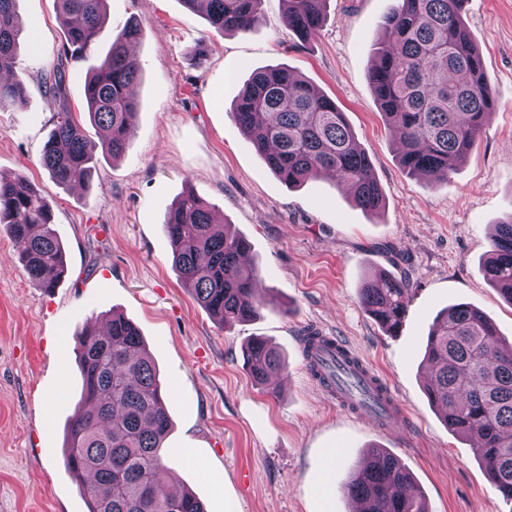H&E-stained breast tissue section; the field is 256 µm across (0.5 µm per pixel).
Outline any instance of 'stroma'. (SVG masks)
<instances>
[{"instance_id":"35a3bbf8","label":"stroma","mask_w":512,"mask_h":512,"mask_svg":"<svg viewBox=\"0 0 512 512\" xmlns=\"http://www.w3.org/2000/svg\"><path fill=\"white\" fill-rule=\"evenodd\" d=\"M389 6L328 0L319 35L304 42L283 0H263L257 26L227 35L183 0H107L97 54L70 64L68 97L83 113L86 73L127 24L139 23L133 131L120 159L99 160L90 185L63 188L41 164L58 108L40 78L62 51L58 8L18 0L37 49L18 65L24 108L0 111V175L23 174L48 199L67 272L52 292L37 287L0 229V512H87L65 460L81 390L75 342L114 312L137 325L167 386L168 484L193 491L206 512H225L229 501L236 512H322L324 479L331 512H352L342 485L373 444L401 458L429 512H512L474 439L450 431L428 401L422 367L429 331L453 304L482 310L512 344V304L481 273L495 225L512 217V0H470L464 14L496 109L477 146L437 185L402 169L398 136L371 90ZM279 66L345 112L372 161L382 212L356 207L329 176L288 188L238 129L230 110L244 84ZM190 190L249 241L276 309L227 327L183 287L162 222ZM380 268L409 282L395 336L358 300L364 278ZM308 329L342 340L390 385L401 434L346 415L322 391L305 369ZM255 336L285 359L275 388L255 386L244 367L243 347Z\"/></svg>"}]
</instances>
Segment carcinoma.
Segmentation results:
<instances>
[{
	"label": "carcinoma",
	"mask_w": 512,
	"mask_h": 512,
	"mask_svg": "<svg viewBox=\"0 0 512 512\" xmlns=\"http://www.w3.org/2000/svg\"><path fill=\"white\" fill-rule=\"evenodd\" d=\"M64 28L63 58L44 74L59 100L42 164L60 186L86 185L102 155L126 150L137 103L129 89L139 68L130 45L143 36L137 23L110 44L84 82L85 114L106 132L88 139L67 102V67L90 55L105 19L107 0H58ZM288 21L303 41L315 38L327 0H285ZM464 0H395L385 15L369 81L387 122L399 133V160L411 176L448 181L477 145L495 110L484 80L483 57L462 22ZM204 6L217 32L246 33L261 19V0H184ZM16 0H0V72L15 68L32 45L19 22ZM25 103L23 80L0 79V109ZM232 118L267 166L286 185L325 172L348 190L356 207L379 212L384 197L369 156L359 147L336 102L286 67L255 71L231 109ZM0 227L10 236L30 279L56 287L66 254L53 229L52 209L23 175L0 181ZM163 230L182 282L196 301L224 325L246 321L262 307H275L260 293L259 270L246 264V238L216 223L210 204L193 191L167 212ZM484 278L512 304V216L496 225ZM359 301L381 329L395 336L409 303V283L389 272L369 276ZM481 310L461 303L444 310L429 333L425 394L448 428L478 440L490 483L512 502V346L503 345ZM76 350L82 373L80 406L68 425L66 465L81 484L89 512H205L190 490L167 485L163 443L170 432L159 371L142 346L138 327L121 314L103 331L86 329ZM256 385L276 380L285 363L263 339L243 349ZM343 493L370 512H428L414 492V479L400 457L369 449L349 474Z\"/></svg>",
	"instance_id": "carcinoma-1"
}]
</instances>
